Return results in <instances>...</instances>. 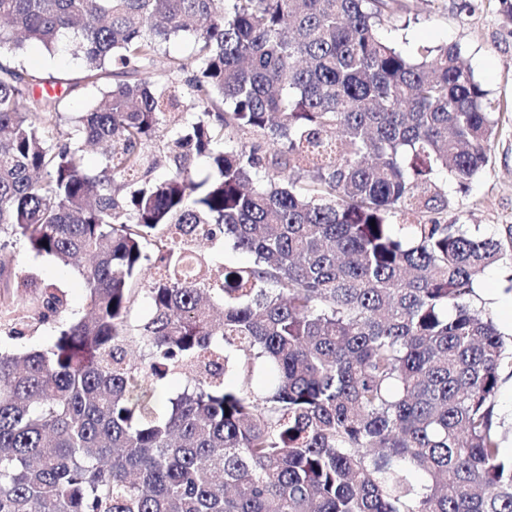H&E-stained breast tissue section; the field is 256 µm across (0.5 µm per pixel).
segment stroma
Masks as SVG:
<instances>
[{"label":"stroma","instance_id":"obj_1","mask_svg":"<svg viewBox=\"0 0 512 512\" xmlns=\"http://www.w3.org/2000/svg\"><path fill=\"white\" fill-rule=\"evenodd\" d=\"M381 34L406 53L422 46H460L466 66L488 93L498 129L487 165L467 192L456 194L446 219L451 224L478 225L489 237L506 238L512 230V16L501 0H392ZM6 60L46 77L79 72L78 60L64 53L48 54L34 42L21 55L10 54ZM13 249L23 257L24 270L55 280L67 291L73 309L87 310V293L73 269L47 257H29L23 242H14ZM476 287L499 329L512 334V292L504 270L487 269Z\"/></svg>","mask_w":512,"mask_h":512}]
</instances>
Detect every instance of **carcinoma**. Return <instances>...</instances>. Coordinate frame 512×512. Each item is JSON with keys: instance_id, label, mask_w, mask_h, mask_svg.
Segmentation results:
<instances>
[{"instance_id": "cac0c4a2", "label": "carcinoma", "mask_w": 512, "mask_h": 512, "mask_svg": "<svg viewBox=\"0 0 512 512\" xmlns=\"http://www.w3.org/2000/svg\"><path fill=\"white\" fill-rule=\"evenodd\" d=\"M387 8L0 0V54L36 42L116 77L71 113L0 64V317L10 338L57 324L45 349H0V512H512V337L475 288L512 227L437 218L436 173L466 187L498 121L457 46L381 37ZM183 37L193 54H169ZM228 129L278 149L220 150ZM12 238L76 270L89 314L16 271ZM221 238L253 262L217 279L196 243Z\"/></svg>"}]
</instances>
